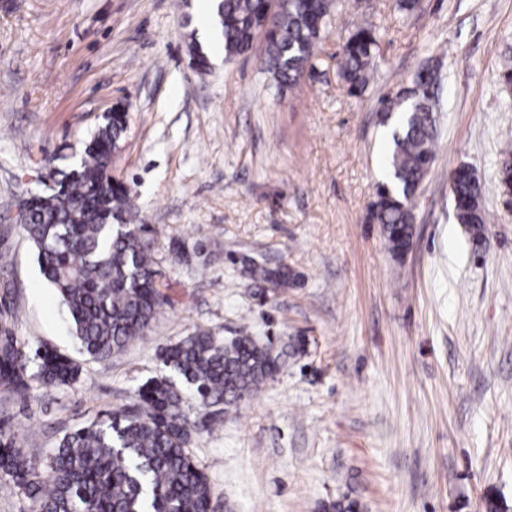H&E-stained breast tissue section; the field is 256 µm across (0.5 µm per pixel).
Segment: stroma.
Masks as SVG:
<instances>
[{
  "instance_id": "1",
  "label": "stroma",
  "mask_w": 512,
  "mask_h": 512,
  "mask_svg": "<svg viewBox=\"0 0 512 512\" xmlns=\"http://www.w3.org/2000/svg\"><path fill=\"white\" fill-rule=\"evenodd\" d=\"M314 73L277 94L253 57L188 51L197 0H0V323L77 357L56 291L16 217L47 158L65 169L114 107L127 130L111 176L155 240L160 313L146 336L83 362L75 387L0 390V424L45 457L65 430L131 401L160 347L210 330L276 337L279 373L196 437L212 512H512V209L496 177L512 144V0H346ZM383 36L358 97L336 55L354 26ZM438 61L436 158L400 257L364 220L388 140L379 98ZM473 167L492 217L474 247L450 174ZM288 266L259 297L242 258Z\"/></svg>"
}]
</instances>
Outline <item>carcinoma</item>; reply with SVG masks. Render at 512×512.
Listing matches in <instances>:
<instances>
[{"label":"carcinoma","instance_id":"cac0c4a2","mask_svg":"<svg viewBox=\"0 0 512 512\" xmlns=\"http://www.w3.org/2000/svg\"><path fill=\"white\" fill-rule=\"evenodd\" d=\"M342 0H215L224 59L253 55L259 69L285 93L297 90ZM383 38L370 23L352 30L338 61L353 96L373 78ZM189 49L199 71L210 68L196 34ZM438 67L415 71L393 94L379 98L382 125L393 124L387 156L391 178L377 185L365 222L380 224L391 251L402 254L413 235L414 202L435 160L438 135ZM126 130V113L114 111L83 143L79 164L56 170L54 186L30 197L19 215L45 279L65 308L82 352L105 359L146 335L158 315L154 240L135 223L134 206L108 175L112 153ZM512 184V149L497 171ZM454 217L472 242L484 238L489 215L476 172L451 173ZM251 278L273 288L288 285V270L253 264ZM164 373L148 379L132 403L105 409L63 434L44 460L20 448L18 433L0 427V474L28 502V512H209L211 490L189 452L193 407L229 411L257 395L282 366V353L252 336L229 340L198 330L161 348ZM35 367H30V364ZM80 366L48 348L29 349L0 328V388L19 398L35 389L74 386Z\"/></svg>","mask_w":512,"mask_h":512}]
</instances>
